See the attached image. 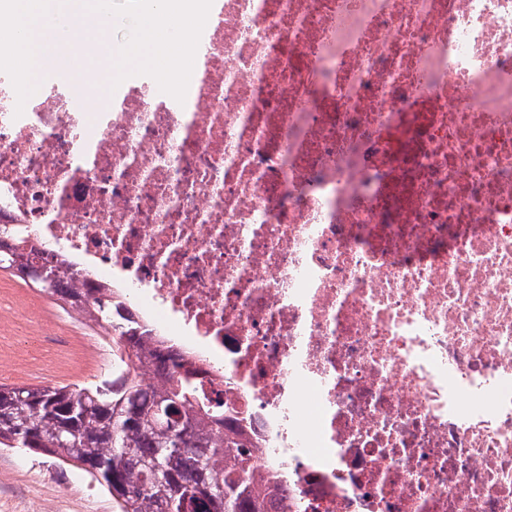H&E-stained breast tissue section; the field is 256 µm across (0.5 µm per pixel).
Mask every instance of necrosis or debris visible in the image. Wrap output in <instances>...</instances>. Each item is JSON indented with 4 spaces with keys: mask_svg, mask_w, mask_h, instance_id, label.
<instances>
[{
    "mask_svg": "<svg viewBox=\"0 0 512 512\" xmlns=\"http://www.w3.org/2000/svg\"><path fill=\"white\" fill-rule=\"evenodd\" d=\"M16 114L0 223L133 290L279 512H512V0H213L184 102Z\"/></svg>",
    "mask_w": 512,
    "mask_h": 512,
    "instance_id": "1",
    "label": "necrosis or debris"
}]
</instances>
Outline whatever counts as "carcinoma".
<instances>
[{
  "mask_svg": "<svg viewBox=\"0 0 512 512\" xmlns=\"http://www.w3.org/2000/svg\"><path fill=\"white\" fill-rule=\"evenodd\" d=\"M36 257L27 238L0 227V269L110 327L112 373L82 387L0 384V446L87 473L116 512H272L239 419L198 400L192 363L148 347L155 332L135 319L127 298L78 280L69 262L48 265L58 278L35 282ZM145 367L156 377L148 388Z\"/></svg>",
  "mask_w": 512,
  "mask_h": 512,
  "instance_id": "obj_1",
  "label": "carcinoma"
}]
</instances>
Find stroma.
Masks as SVG:
<instances>
[{
	"mask_svg": "<svg viewBox=\"0 0 512 512\" xmlns=\"http://www.w3.org/2000/svg\"><path fill=\"white\" fill-rule=\"evenodd\" d=\"M26 304L36 307L34 318H22ZM23 327L39 334L46 351L71 346L82 361L64 367L0 366V383L87 385L108 374L107 361L97 359L91 344L99 335L97 327L71 319L55 298L0 271V337ZM33 502L39 512H113L111 495L83 471L51 457L0 447V512H29Z\"/></svg>",
	"mask_w": 512,
	"mask_h": 512,
	"instance_id": "35a3bbf8",
	"label": "stroma"
}]
</instances>
